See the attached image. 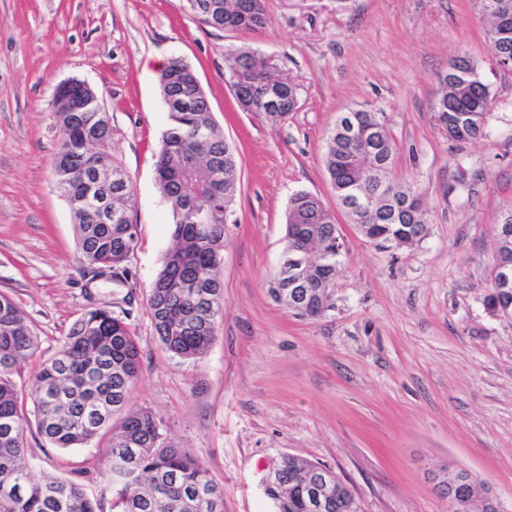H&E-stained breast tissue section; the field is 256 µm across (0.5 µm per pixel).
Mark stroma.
I'll return each mask as SVG.
<instances>
[{
	"label": "stroma",
	"instance_id": "stroma-1",
	"mask_svg": "<svg viewBox=\"0 0 512 512\" xmlns=\"http://www.w3.org/2000/svg\"><path fill=\"white\" fill-rule=\"evenodd\" d=\"M255 33L198 22L184 0H0V292L39 338L21 365L28 385L93 307L126 316L142 355L130 396L224 488V512H273L261 484L283 456L331 467L361 512H448L437 485L467 472L512 512V317L487 305L496 224L512 209V70L497 67L474 0H265ZM275 60L299 86L296 112L267 122L242 111L224 50ZM467 55L490 84L481 138L449 140L432 106L438 76ZM190 64L238 154L239 195L226 227L224 322L197 360L154 332L146 295L170 243L155 180L168 123L159 66ZM90 84L112 123V151L133 187L138 245L129 278H90L74 219L51 175L59 147L55 87ZM361 106L383 113L393 176L428 210L412 246L381 249L341 213L323 165L326 129ZM298 190L334 211L346 257L322 317L274 303L267 283ZM41 470L79 478L112 512L99 472L104 443L52 446L26 434Z\"/></svg>",
	"mask_w": 512,
	"mask_h": 512
}]
</instances>
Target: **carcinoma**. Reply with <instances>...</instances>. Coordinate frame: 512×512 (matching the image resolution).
I'll list each match as a JSON object with an SVG mask.
<instances>
[{
    "instance_id": "cac0c4a2",
    "label": "carcinoma",
    "mask_w": 512,
    "mask_h": 512,
    "mask_svg": "<svg viewBox=\"0 0 512 512\" xmlns=\"http://www.w3.org/2000/svg\"><path fill=\"white\" fill-rule=\"evenodd\" d=\"M241 10H224V28L258 32L267 25L265 0H236ZM500 0H475L488 29L512 33V8ZM226 69L237 101L260 98L279 79L273 60L250 49H227ZM185 61H170L161 70L162 98L172 92ZM459 82L445 84L433 111L453 141L484 134L490 86L479 77L467 56L452 60ZM190 112L170 113L160 140L156 184L172 216V245L146 302L154 330L164 347L182 359L202 356L216 340L224 319V294L207 284L219 279L224 263L225 216L233 212L238 194V160L213 119L203 88H187ZM299 86H288L278 120L299 107ZM353 137L332 125L326 133L324 163L336 201L358 231L382 248H400L420 241L427 232V212L411 186L396 182L392 172L395 148L383 114L350 111ZM60 148L68 156L53 165L57 188L66 197L76 221L79 263L92 270L106 268L116 281L128 277L126 262L138 241L133 220L94 221L75 201L88 188L77 177L61 178L69 165L92 155L111 159L112 182L96 188L105 206L128 212L130 178L112 154V125L105 112H87L81 96H69V111L57 113ZM95 141L85 142L88 130ZM340 237L336 216L315 194H291L285 213L282 255L302 261L300 273L308 295L281 298L284 283L273 277L268 295L303 318L332 308L331 288L341 265L336 250ZM38 336L14 300L0 293V512H101L83 485L50 475L26 456L25 433L31 427L56 448H80L109 435L110 466L100 473L102 488L113 494L117 512H224L223 492L195 458L175 444L164 423L146 408L129 407L131 391L141 376L140 349L124 318L96 308L83 313L55 353L42 360L28 389L14 379L21 362L33 357ZM325 465L296 456L282 459L266 490L275 512H305L302 501ZM460 482L441 490L466 504L471 512L473 489L483 481L459 472Z\"/></svg>"
}]
</instances>
